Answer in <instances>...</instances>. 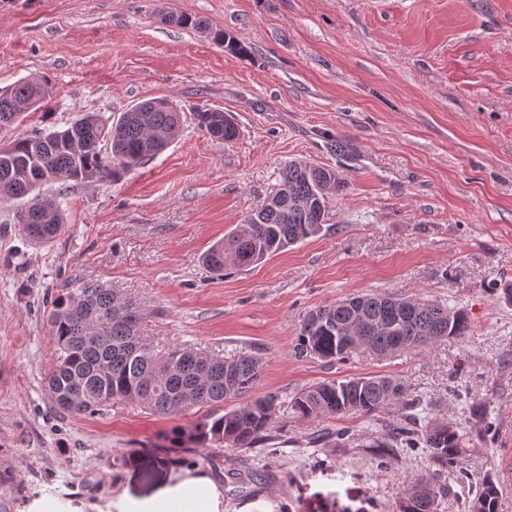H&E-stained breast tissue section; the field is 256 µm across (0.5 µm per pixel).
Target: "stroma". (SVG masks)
I'll return each mask as SVG.
<instances>
[{
	"instance_id": "obj_1",
	"label": "stroma",
	"mask_w": 512,
	"mask_h": 512,
	"mask_svg": "<svg viewBox=\"0 0 512 512\" xmlns=\"http://www.w3.org/2000/svg\"><path fill=\"white\" fill-rule=\"evenodd\" d=\"M162 9L203 17L248 55L161 21ZM32 75L54 96L2 141L160 97L184 123L120 181L43 186L66 217L50 244L25 236L23 200L0 197V512L44 495L122 512L125 499L200 477L218 512H390L411 478L436 470L426 449H400L383 468L365 417L309 420L289 405L310 385L377 373L402 378L428 418L462 436L468 475L446 473L439 512H469L512 461V0H0V88ZM197 107L231 114L237 139H210ZM292 160L342 183L321 232L248 268H207L202 253ZM86 281L136 302L159 349L257 353L258 391L279 397L268 441L169 447L165 433L194 424L199 407L60 413L43 314ZM373 292L464 309L472 333L382 362L364 350L292 356L305 312ZM340 427L361 445L337 446Z\"/></svg>"
}]
</instances>
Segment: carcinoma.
Masks as SVG:
<instances>
[{"label":"carcinoma","instance_id":"obj_1","mask_svg":"<svg viewBox=\"0 0 512 512\" xmlns=\"http://www.w3.org/2000/svg\"><path fill=\"white\" fill-rule=\"evenodd\" d=\"M163 20L209 31L202 17L166 13ZM51 96L52 83L44 76L1 89L0 130L13 126L27 112L46 107ZM193 118L213 139L231 142L238 137L237 126L224 123L221 110L197 108ZM182 126L178 105L152 98L116 118L87 113L62 130L36 131L0 143V196L29 198L19 213L23 229L33 241L49 243L65 224V216L39 193L42 185L118 180L160 155L180 137ZM338 187L334 170L305 161L288 162L271 192L278 200L261 204L244 224L212 246L204 255L206 265L214 271L228 265H258L318 234L327 198ZM141 319L136 303L98 284L61 289L46 314L56 355L47 388L61 410L92 415L117 402L136 401L154 414L176 417L190 406H206L211 411L202 419L172 431V447L192 444L233 450L266 440L279 397L257 394L261 357L241 352L224 358L188 350L158 354L141 340ZM356 320L363 326L357 343L346 339ZM470 332V319L462 309L425 298L365 293L308 311L292 353L297 359L316 356L332 362L361 347L386 360L408 348H428ZM246 395L251 396L248 402L224 409L225 403ZM290 404L309 419H340L351 413L374 418L392 406L405 409L399 422L382 430L370 447L424 448L439 469L413 479L392 512H438L445 491L444 472L465 474L458 460L462 436L433 420L422 424L408 413L415 400L399 377L375 374L322 382L296 393ZM500 494L499 482L486 480L471 503V512H497Z\"/></svg>","mask_w":512,"mask_h":512}]
</instances>
